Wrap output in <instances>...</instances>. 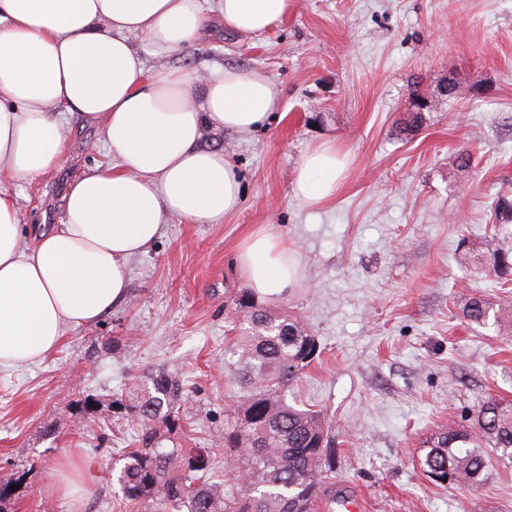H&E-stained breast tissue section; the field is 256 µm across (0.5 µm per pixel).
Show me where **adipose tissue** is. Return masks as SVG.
Here are the masks:
<instances>
[{
    "instance_id": "obj_1",
    "label": "adipose tissue",
    "mask_w": 512,
    "mask_h": 512,
    "mask_svg": "<svg viewBox=\"0 0 512 512\" xmlns=\"http://www.w3.org/2000/svg\"><path fill=\"white\" fill-rule=\"evenodd\" d=\"M288 0H217L224 27L262 33ZM202 0H0V366L43 358L66 328L97 321L125 295L129 263L166 220L220 224L241 204L224 153L201 148L205 126L246 135L276 102L273 82L250 70L148 71L131 41L163 50L195 43ZM98 127L111 165L69 185L60 224L24 246L8 185L55 170L67 143L63 113ZM345 161L335 144L307 153L294 196L318 205L336 194ZM237 260L261 298L296 283L292 250L261 228Z\"/></svg>"
}]
</instances>
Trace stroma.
<instances>
[{
  "label": "stroma",
  "instance_id": "1",
  "mask_svg": "<svg viewBox=\"0 0 512 512\" xmlns=\"http://www.w3.org/2000/svg\"><path fill=\"white\" fill-rule=\"evenodd\" d=\"M133 42L151 71H256L277 102L251 135L203 133L241 180L235 214L168 218L111 312L66 329L43 361L0 369V512H165L159 499L125 507L113 470L140 429L119 401L161 372L184 397L165 447L205 449L223 472L217 440L238 397L226 348L235 302L252 293L236 257L261 227L296 254V285L269 307L320 345L288 400L329 419L337 489L364 512H512V468L492 463L473 492L435 485L417 464L432 429L468 424L489 396L512 400V324L470 326L460 311L466 296L512 293L461 259L466 244H495L490 206L512 186V0H290L251 37L216 28L173 51ZM455 79L478 89L448 98ZM417 95L433 107L406 136ZM66 122L61 168L14 185L23 229L56 226L71 180L111 162L97 127ZM327 141L347 169L335 198L310 206L292 177ZM462 148L475 159L466 173L453 167ZM66 461L89 472L77 511L50 492Z\"/></svg>",
  "mask_w": 512,
  "mask_h": 512
}]
</instances>
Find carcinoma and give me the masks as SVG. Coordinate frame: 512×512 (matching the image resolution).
I'll return each instance as SVG.
<instances>
[{
  "mask_svg": "<svg viewBox=\"0 0 512 512\" xmlns=\"http://www.w3.org/2000/svg\"><path fill=\"white\" fill-rule=\"evenodd\" d=\"M492 226L501 244L483 256L489 273L502 285L512 284V194L499 193ZM512 303L496 309L486 299H465L462 319L484 326L501 321ZM243 313L232 375L240 400L224 427V464L237 480L228 489L210 472L202 451L163 448L161 421L170 429L180 420L182 388L161 373L146 396L128 398L141 419L135 447L125 450L117 482L122 498L135 505L163 498L173 512H314L317 499L333 492L335 459L329 450L330 423L322 412L288 402V388L316 358L314 337L300 321L281 312L237 300ZM420 466L428 478L475 491L485 481L493 448L499 461L512 466V403L489 398L471 423L431 434Z\"/></svg>",
  "mask_w": 512,
  "mask_h": 512,
  "instance_id": "carcinoma-1",
  "label": "carcinoma"
}]
</instances>
